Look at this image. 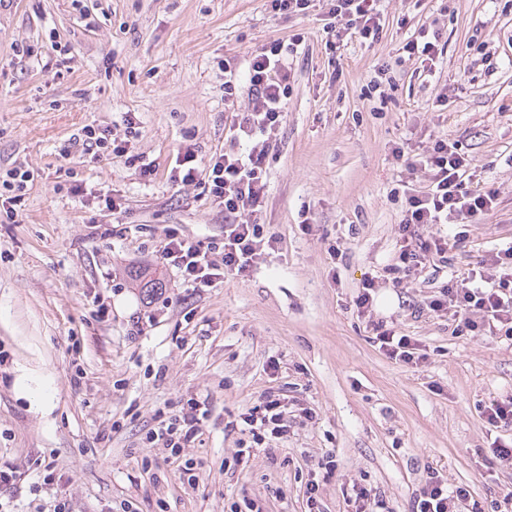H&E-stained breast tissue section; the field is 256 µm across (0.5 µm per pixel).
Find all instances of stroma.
Here are the masks:
<instances>
[{"mask_svg": "<svg viewBox=\"0 0 512 512\" xmlns=\"http://www.w3.org/2000/svg\"><path fill=\"white\" fill-rule=\"evenodd\" d=\"M378 8L377 41L334 46L322 0L290 16L271 0L0 6V168L34 173L13 215H0V465L28 474L0 494L13 512H52L60 498L70 512H227L243 497L262 512H305L306 482L329 452L325 512H346L356 484L410 512L432 469L485 502L512 488V463L486 459L512 427L482 415L512 398V339L455 335L453 322L424 309L450 277L512 245V0ZM434 22L443 53L426 78L402 46ZM276 39L297 43L285 56L287 112L261 214L278 247L247 276L190 288L162 258L167 238H222L224 215L171 170L185 149L201 164L223 152L224 72H235L246 109L248 59ZM20 44L41 56L16 55ZM57 44L68 63L57 64ZM86 126L126 139L125 154L83 153L75 140ZM431 137L468 156V189L497 199L464 239L442 226L447 265L396 285L382 273L395 253L401 183L423 179L391 149ZM141 272L163 284L155 303ZM371 275L380 283L367 318L354 299ZM374 320L420 339L428 359L387 358ZM267 392L288 407V436L228 470L249 440L239 416ZM190 398L210 414L176 460L145 434L157 411ZM41 459L53 463L54 484H38ZM183 459L194 486L179 479Z\"/></svg>", "mask_w": 512, "mask_h": 512, "instance_id": "1", "label": "stroma"}]
</instances>
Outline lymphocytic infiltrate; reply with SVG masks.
<instances>
[{
  "mask_svg": "<svg viewBox=\"0 0 512 512\" xmlns=\"http://www.w3.org/2000/svg\"><path fill=\"white\" fill-rule=\"evenodd\" d=\"M377 0H330L329 14L339 22L333 28L336 39L355 34L375 39L381 28ZM283 44L275 40L257 49L248 60V108L239 111L234 75L224 78V110L228 114L230 147L198 165L192 150L177 157L173 179L203 183L213 204L224 214L222 240L192 243L169 236L164 257L178 270L182 280L195 288L211 286L221 271L246 275L266 250L277 247L278 239L259 213L267 194L266 159L276 144L286 108L291 72L283 59ZM404 160L409 173H423L426 185L416 188L404 182L405 205L398 224L396 253L385 271L393 282L424 268L448 251V238L438 232L441 224L467 227L489 214L495 204L493 192L474 194L464 186L470 167L466 156L447 140H430L419 157L406 156L403 148L392 151ZM426 308L448 316L457 334L512 337V246L489 254L467 277L448 281L431 296ZM375 341L389 359L419 364L428 354L422 342L399 333L395 327L374 323ZM208 414L205 403L188 399L178 412L161 415L146 434L151 444L169 448L179 456L182 448L202 431ZM251 436L238 448L235 465L247 464L253 449L288 435L284 406L274 395L264 396L258 405L240 416ZM411 512H486L464 486L449 487L439 472H429L415 494Z\"/></svg>",
  "mask_w": 512,
  "mask_h": 512,
  "instance_id": "f902f5d3",
  "label": "lymphocytic infiltrate"
}]
</instances>
